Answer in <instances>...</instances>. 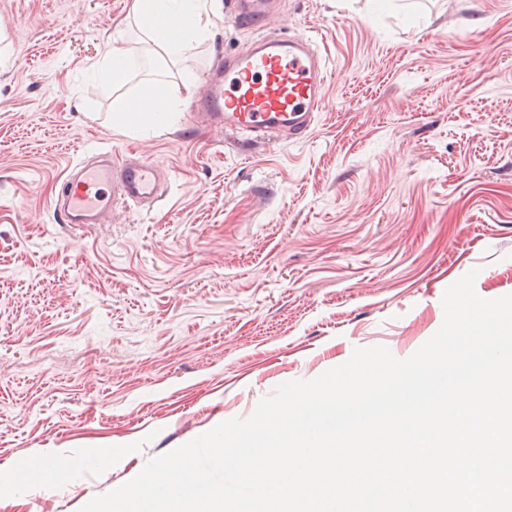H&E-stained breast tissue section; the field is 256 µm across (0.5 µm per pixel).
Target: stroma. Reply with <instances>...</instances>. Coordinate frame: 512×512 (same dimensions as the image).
<instances>
[{
    "instance_id": "1",
    "label": "stroma",
    "mask_w": 512,
    "mask_h": 512,
    "mask_svg": "<svg viewBox=\"0 0 512 512\" xmlns=\"http://www.w3.org/2000/svg\"><path fill=\"white\" fill-rule=\"evenodd\" d=\"M128 4L0 0V512H79L354 348L409 357L470 270L512 294V0H280L269 32L313 35L332 73L301 143L193 117L258 36L220 4L170 66L173 123L130 126L153 46ZM107 152L161 167L163 199L57 223L69 168ZM37 457L70 479L12 478ZM123 52H108L103 58L100 69L103 77L112 81L113 86L124 85L129 77V69Z\"/></svg>"
}]
</instances>
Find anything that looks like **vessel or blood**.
Wrapping results in <instances>:
<instances>
[{"instance_id": "1", "label": "vessel or blood", "mask_w": 512, "mask_h": 512, "mask_svg": "<svg viewBox=\"0 0 512 512\" xmlns=\"http://www.w3.org/2000/svg\"><path fill=\"white\" fill-rule=\"evenodd\" d=\"M272 0H229L228 13L248 28L271 21ZM327 63L308 35L263 34L224 54L209 73L194 110L211 126L260 137L306 139L324 103ZM161 173L147 160L119 165L82 162L73 167L53 201L60 224H102L123 204L155 202Z\"/></svg>"}]
</instances>
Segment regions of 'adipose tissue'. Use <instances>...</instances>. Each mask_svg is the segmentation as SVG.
<instances>
[{
    "label": "adipose tissue",
    "instance_id": "1",
    "mask_svg": "<svg viewBox=\"0 0 512 512\" xmlns=\"http://www.w3.org/2000/svg\"><path fill=\"white\" fill-rule=\"evenodd\" d=\"M209 0H130L129 17L170 59L188 54L209 34ZM136 122L164 127L173 120V108L157 85H146L139 96L122 104Z\"/></svg>",
    "mask_w": 512,
    "mask_h": 512
}]
</instances>
